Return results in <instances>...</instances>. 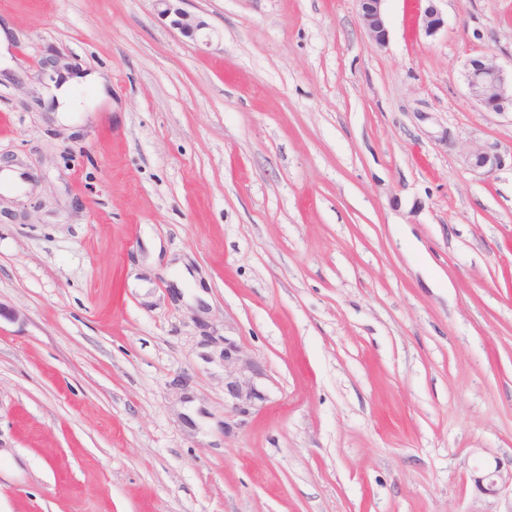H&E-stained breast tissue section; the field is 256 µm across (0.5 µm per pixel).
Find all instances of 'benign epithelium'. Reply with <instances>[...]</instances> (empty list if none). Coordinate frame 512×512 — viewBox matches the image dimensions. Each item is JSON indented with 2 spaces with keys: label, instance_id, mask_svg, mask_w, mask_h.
I'll use <instances>...</instances> for the list:
<instances>
[{
  "label": "benign epithelium",
  "instance_id": "benign-epithelium-1",
  "mask_svg": "<svg viewBox=\"0 0 512 512\" xmlns=\"http://www.w3.org/2000/svg\"><path fill=\"white\" fill-rule=\"evenodd\" d=\"M158 16L169 21L172 28L183 36L195 39L209 29L200 16L183 7L185 0H153ZM384 0H358L360 24L378 46L386 44L389 36L383 13ZM421 16V27L427 37L436 35L444 26L442 12L435 0ZM464 76L473 102L486 112L512 111V76L485 56L469 58L464 63ZM466 166L479 175H488L502 164L500 155L489 147L477 146L465 157ZM224 389L234 407L247 410L252 401L260 397L252 376L256 374L255 362L229 339H224Z\"/></svg>",
  "mask_w": 512,
  "mask_h": 512
}]
</instances>
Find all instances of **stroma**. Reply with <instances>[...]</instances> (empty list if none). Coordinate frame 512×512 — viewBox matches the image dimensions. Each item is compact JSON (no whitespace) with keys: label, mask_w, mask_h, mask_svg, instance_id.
<instances>
[{"label":"stroma","mask_w":512,"mask_h":512,"mask_svg":"<svg viewBox=\"0 0 512 512\" xmlns=\"http://www.w3.org/2000/svg\"><path fill=\"white\" fill-rule=\"evenodd\" d=\"M437 5L0 0V512H512V0ZM158 16L168 20L172 28L178 30L183 36L196 39L200 35L209 36L204 30L210 29L209 24L200 16L193 14L183 7L189 0H152ZM384 1L385 0L357 1L360 24L370 39L380 47L386 44L389 36L382 7ZM426 1L428 5L421 16V27L425 36L432 37L445 26V20L442 12L434 3L436 0ZM464 76L473 102L486 112H512V73L485 56L468 58ZM466 166L479 175H488L502 164L500 155L490 147L476 146L465 157ZM224 389L235 409L245 412L254 399L260 397L252 376L255 362L230 339L224 342ZM226 373H228L226 375Z\"/></svg>","instance_id":"1"}]
</instances>
